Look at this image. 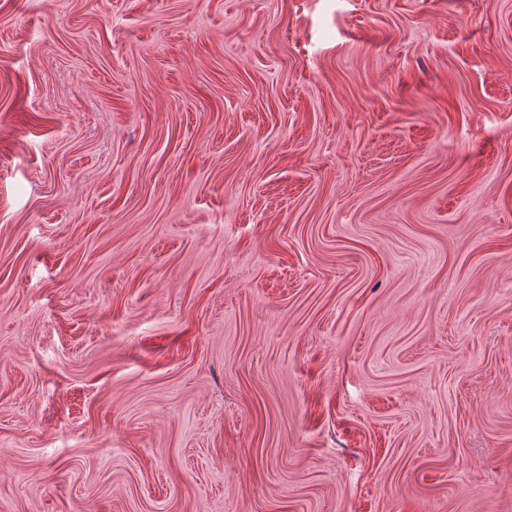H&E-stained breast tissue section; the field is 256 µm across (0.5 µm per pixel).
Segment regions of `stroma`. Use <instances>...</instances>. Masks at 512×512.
Listing matches in <instances>:
<instances>
[{
    "instance_id": "stroma-1",
    "label": "stroma",
    "mask_w": 512,
    "mask_h": 512,
    "mask_svg": "<svg viewBox=\"0 0 512 512\" xmlns=\"http://www.w3.org/2000/svg\"><path fill=\"white\" fill-rule=\"evenodd\" d=\"M0 512H512V0H0Z\"/></svg>"
}]
</instances>
